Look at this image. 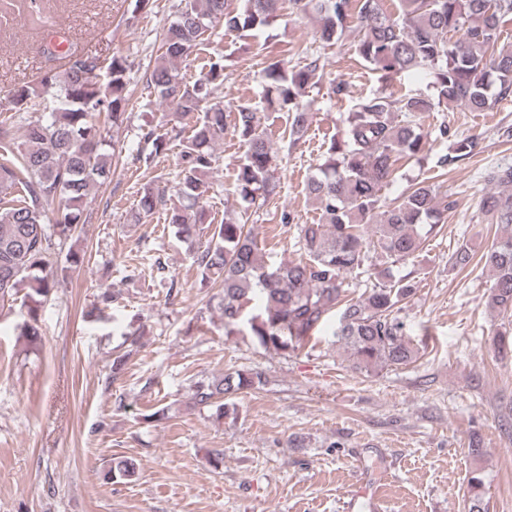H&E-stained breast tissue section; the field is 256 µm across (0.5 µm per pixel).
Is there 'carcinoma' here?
<instances>
[{
	"instance_id": "1",
	"label": "carcinoma",
	"mask_w": 512,
	"mask_h": 512,
	"mask_svg": "<svg viewBox=\"0 0 512 512\" xmlns=\"http://www.w3.org/2000/svg\"><path fill=\"white\" fill-rule=\"evenodd\" d=\"M285 1L295 15H316L326 42L355 23L357 53L382 81L422 72L430 78L431 92L399 97L380 92L353 101L342 131L307 184L320 211L318 223L297 225L307 259L268 267L259 258L260 242L245 225L214 224L204 205L214 145L230 116L244 148L236 173L239 196L252 205L275 191L267 127L248 106L232 114L223 106L203 107L209 86L224 80L221 61H208L207 72L194 82L181 76L174 62L202 50L206 33L221 21L242 37L269 26ZM507 23H512V0H398L393 13L383 9L382 0H185L165 34L163 61L147 82L180 118H195L178 155V204L169 208V223L185 239L207 236L194 263L202 284L221 288L216 308L226 334H246L286 354L303 346L337 310L336 335L353 369L371 372L417 360L419 349L404 339L396 316L398 306L415 294L416 281L409 273L393 275L392 266L416 257L456 201L427 181L408 184L390 202L381 191L400 177V162L425 160L433 139L448 143L436 161L443 172L482 152L479 138L462 136L446 124L424 130L420 115L458 107L484 112L512 100V45L500 41ZM63 60L59 70L16 88L10 107L0 110V297L24 292L27 319L20 331L34 347L41 342L38 310L54 287L52 250L88 222L85 199L111 173L109 150L115 146L106 139V127L124 122L128 101L123 57L67 51ZM93 71L96 75L89 76ZM264 74L268 107L287 113L292 132H304L309 113L303 97L322 80L319 57H307L292 69L272 61ZM18 128L25 129L22 141ZM142 139L139 158L146 163L169 150L166 133L151 129ZM485 178L497 192L486 198L482 212L508 230L483 255L490 273L487 303L507 319L512 317V165L493 168ZM55 201L52 224L45 206ZM165 205L166 189L146 187L133 221L144 223ZM353 274L372 281L357 298L345 290ZM140 336L126 333L128 350L113 358L112 376L124 370ZM263 384L257 373H226L196 382L192 404L221 418L229 400ZM137 473L134 460L114 459L102 481L130 482ZM482 487L481 477L471 478L468 512H489Z\"/></svg>"
}]
</instances>
